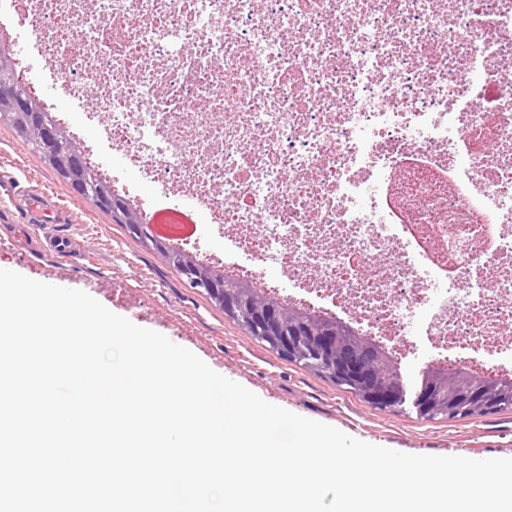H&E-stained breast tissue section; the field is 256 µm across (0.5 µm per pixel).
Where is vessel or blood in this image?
<instances>
[{
  "label": "vessel or blood",
  "mask_w": 512,
  "mask_h": 512,
  "mask_svg": "<svg viewBox=\"0 0 512 512\" xmlns=\"http://www.w3.org/2000/svg\"><path fill=\"white\" fill-rule=\"evenodd\" d=\"M55 205L48 195L35 190H19L11 181L0 176V209L15 213L17 224L26 240L40 245L49 244L60 258L82 254V242L70 234H59L50 221Z\"/></svg>",
  "instance_id": "1"
}]
</instances>
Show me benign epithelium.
<instances>
[{"label":"benign epithelium","mask_w":512,"mask_h":512,"mask_svg":"<svg viewBox=\"0 0 512 512\" xmlns=\"http://www.w3.org/2000/svg\"><path fill=\"white\" fill-rule=\"evenodd\" d=\"M33 104V120L42 139L49 141L57 129L42 122L45 108L26 93ZM133 221L129 228L150 249L164 245L151 225L142 221L136 210H125ZM167 260L186 278L187 284L199 289L226 313L248 326L250 333L269 347L292 360H302L306 348H314L327 356V370L336 382L362 394L369 403L389 408L411 401L416 411L426 417H457L475 409L495 408L503 398L512 401V382L505 383L481 371L458 368L425 369L419 387L408 393L404 384H388L389 377L375 368L363 340L344 337L336 326L318 316L305 317L274 303V299L252 288H229L224 279L203 267L189 252H167Z\"/></svg>","instance_id":"7a95c632"}]
</instances>
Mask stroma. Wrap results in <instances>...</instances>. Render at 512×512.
<instances>
[{
    "label": "stroma",
    "mask_w": 512,
    "mask_h": 512,
    "mask_svg": "<svg viewBox=\"0 0 512 512\" xmlns=\"http://www.w3.org/2000/svg\"><path fill=\"white\" fill-rule=\"evenodd\" d=\"M27 69L49 86L54 111L85 121L70 100L64 58L26 54ZM0 171L20 186L33 185L56 201L59 216L78 225L89 257L64 261L33 253L15 236H0V269L49 284L80 289L112 312L183 346L221 375L265 402L337 428L362 441L416 455L512 458V409L453 419H427L411 406L379 409L353 391L288 360L255 339L190 288L155 251L144 248L126 225L75 192L31 145L0 124Z\"/></svg>",
    "instance_id": "stroma-1"
}]
</instances>
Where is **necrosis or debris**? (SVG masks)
Segmentation results:
<instances>
[{
	"label": "necrosis or debris",
	"mask_w": 512,
	"mask_h": 512,
	"mask_svg": "<svg viewBox=\"0 0 512 512\" xmlns=\"http://www.w3.org/2000/svg\"><path fill=\"white\" fill-rule=\"evenodd\" d=\"M26 14L132 205L207 210L214 263L394 358L512 373V0H0V31Z\"/></svg>",
	"instance_id": "obj_1"
}]
</instances>
